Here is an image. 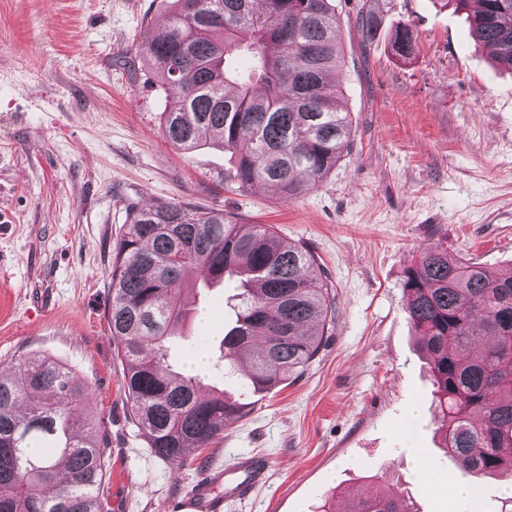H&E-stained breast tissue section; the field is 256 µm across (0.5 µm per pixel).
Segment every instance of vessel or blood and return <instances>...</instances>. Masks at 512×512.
<instances>
[{
  "label": "vessel or blood",
  "mask_w": 512,
  "mask_h": 512,
  "mask_svg": "<svg viewBox=\"0 0 512 512\" xmlns=\"http://www.w3.org/2000/svg\"><path fill=\"white\" fill-rule=\"evenodd\" d=\"M264 473L265 462L257 457L240 461L236 474L229 477L220 470L206 471L199 476L191 494L179 499L171 512H224L225 498H249Z\"/></svg>",
  "instance_id": "b4317fda"
}]
</instances>
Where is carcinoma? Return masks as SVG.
I'll use <instances>...</instances> for the list:
<instances>
[{
  "mask_svg": "<svg viewBox=\"0 0 512 512\" xmlns=\"http://www.w3.org/2000/svg\"><path fill=\"white\" fill-rule=\"evenodd\" d=\"M167 20L139 47L172 92L165 137L182 150L216 139L238 187H276L286 201L323 181L351 146L335 73L344 65L333 0H153ZM471 39L512 70V0H453ZM411 30L394 46L412 48ZM200 268L236 290L224 326V377L255 393L303 372L336 312L328 277L304 245L268 224H233L218 209L171 202L131 207L115 251L109 328L132 419L159 458L184 462L245 404L167 363L169 328L188 313ZM409 314L431 360L441 448L463 478L512 476V267L425 248L406 270ZM40 448L30 453L31 445ZM110 454L87 406V387L49 357L0 369V512H103ZM347 512H411L374 486Z\"/></svg>",
  "mask_w": 512,
  "mask_h": 512,
  "instance_id": "cac0c4a2",
  "label": "carcinoma"
}]
</instances>
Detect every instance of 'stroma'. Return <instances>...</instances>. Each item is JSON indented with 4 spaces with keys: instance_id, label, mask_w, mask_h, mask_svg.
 I'll return each mask as SVG.
<instances>
[{
    "instance_id": "35a3bbf8",
    "label": "stroma",
    "mask_w": 512,
    "mask_h": 512,
    "mask_svg": "<svg viewBox=\"0 0 512 512\" xmlns=\"http://www.w3.org/2000/svg\"><path fill=\"white\" fill-rule=\"evenodd\" d=\"M345 65L336 80L352 145L293 201L239 188L217 145L180 151L162 135L170 95L138 47L166 19L151 0H0V368L28 356L67 366L110 440L109 512H168L209 469L265 459L251 496L224 512H321L368 475L412 512H457L462 477L435 432L430 363L409 319L403 272L430 245L512 266V72L442 0H334ZM379 30L363 43L359 11ZM413 35L395 55L397 27ZM158 200L269 224L326 270L336 313L287 386L254 394L183 466L154 455L130 418L107 320L115 246L130 204ZM214 288L182 320L170 363L211 358L232 316ZM425 458L426 471L417 460Z\"/></svg>"
}]
</instances>
